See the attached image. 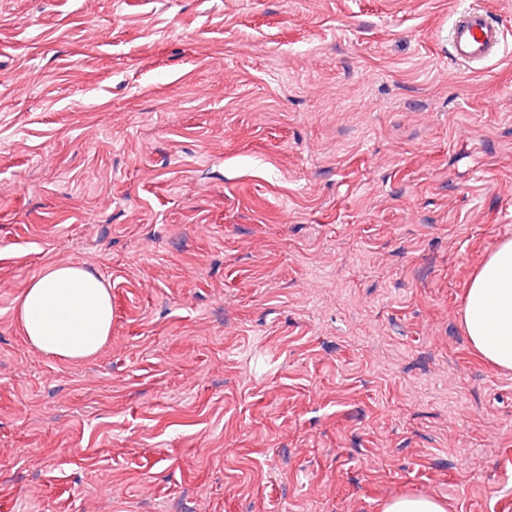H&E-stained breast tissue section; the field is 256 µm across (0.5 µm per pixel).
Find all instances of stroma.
<instances>
[{
	"label": "stroma",
	"mask_w": 512,
	"mask_h": 512,
	"mask_svg": "<svg viewBox=\"0 0 512 512\" xmlns=\"http://www.w3.org/2000/svg\"><path fill=\"white\" fill-rule=\"evenodd\" d=\"M0 0V512H512V370L471 276L512 238V0ZM112 333L34 350L47 266ZM504 30L488 11L471 3L461 9L450 30V55L454 62L473 71H483L505 45ZM18 308L29 345L63 360L96 355L112 331L109 285L80 265L46 269L26 288ZM383 512H446V509L431 498L398 496L387 502Z\"/></svg>",
	"instance_id": "1"
}]
</instances>
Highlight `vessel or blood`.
<instances>
[{"label": "vessel or blood", "mask_w": 512, "mask_h": 512, "mask_svg": "<svg viewBox=\"0 0 512 512\" xmlns=\"http://www.w3.org/2000/svg\"><path fill=\"white\" fill-rule=\"evenodd\" d=\"M504 30L478 5L461 9L450 30L454 62L474 71L485 70L505 45Z\"/></svg>", "instance_id": "b4317fda"}]
</instances>
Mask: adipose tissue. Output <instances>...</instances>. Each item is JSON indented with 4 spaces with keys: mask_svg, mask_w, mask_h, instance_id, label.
I'll return each mask as SVG.
<instances>
[{
    "mask_svg": "<svg viewBox=\"0 0 512 512\" xmlns=\"http://www.w3.org/2000/svg\"><path fill=\"white\" fill-rule=\"evenodd\" d=\"M31 347L71 361L96 355L112 331L107 281L75 264L49 267L19 302ZM461 322L474 349L490 363L512 369V239L502 241L472 276Z\"/></svg>",
    "mask_w": 512,
    "mask_h": 512,
    "instance_id": "adipose-tissue-1",
    "label": "adipose tissue"
}]
</instances>
